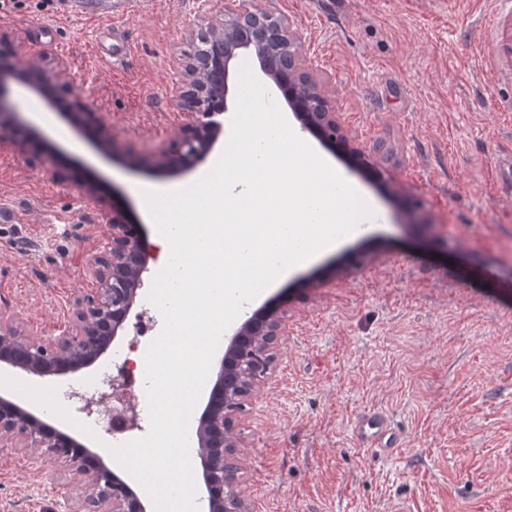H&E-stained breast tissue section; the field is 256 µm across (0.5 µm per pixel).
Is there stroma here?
I'll return each instance as SVG.
<instances>
[{"mask_svg":"<svg viewBox=\"0 0 512 512\" xmlns=\"http://www.w3.org/2000/svg\"><path fill=\"white\" fill-rule=\"evenodd\" d=\"M290 17L300 49L328 76L352 144L383 143L397 188L435 234L409 226L404 203L350 153L305 141L373 212L366 232L296 268L251 300L285 312L287 334L262 396L238 429L253 512H512V0H249ZM200 0H142L126 19V60L95 58L98 22L59 18L52 0L0 14V63L64 60L124 147L152 155L187 121L173 104V55ZM9 101L40 133L0 146V317L56 335L92 293L91 259L119 207L162 248L138 190L182 189L173 176L102 153L31 91ZM92 181L99 201L74 183ZM388 411L397 454L359 445L358 413ZM76 488L29 448L0 452V512H68Z\"/></svg>","mask_w":512,"mask_h":512,"instance_id":"stroma-1","label":"stroma"}]
</instances>
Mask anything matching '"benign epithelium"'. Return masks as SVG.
Listing matches in <instances>:
<instances>
[{"instance_id": "benign-epithelium-1", "label": "benign epithelium", "mask_w": 512, "mask_h": 512, "mask_svg": "<svg viewBox=\"0 0 512 512\" xmlns=\"http://www.w3.org/2000/svg\"><path fill=\"white\" fill-rule=\"evenodd\" d=\"M210 7L188 29L174 58L180 80L174 105L190 121L151 160L160 170L179 174L194 169L211 153L223 130L231 63L248 50L263 75L284 90L302 130L342 148L347 131L331 105L329 81L297 49L301 36L287 16L255 8L247 0H207ZM19 81L49 107L58 110L94 137L100 150L117 152L107 121L88 102L61 62L14 64ZM8 88L0 65V145L24 149L34 142L33 130L6 101ZM110 225L101 254L90 262L97 288L76 302L73 317L58 334L45 337L10 318L0 319V364L27 376L49 379L96 362L119 336L137 304L148 269L150 245L138 224L118 211L103 216ZM285 319L262 310L258 319L243 320L226 344L224 357L212 372L209 401L196 429L197 455L207 512H252L241 479L242 438L235 434L238 418L261 395L271 370ZM33 448L55 469L72 475L80 492L71 512H149L147 500L121 478L98 452L38 420L21 404L0 397V450Z\"/></svg>"}]
</instances>
